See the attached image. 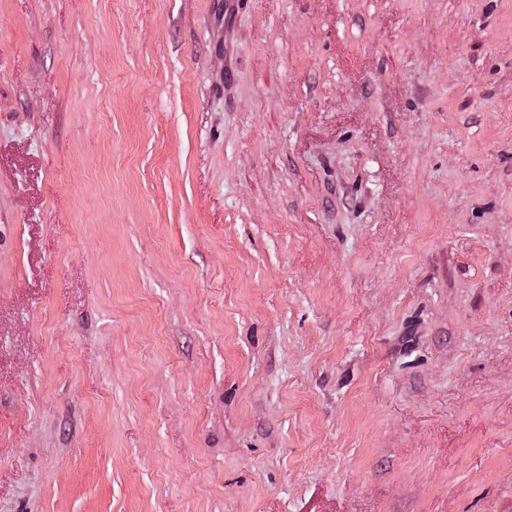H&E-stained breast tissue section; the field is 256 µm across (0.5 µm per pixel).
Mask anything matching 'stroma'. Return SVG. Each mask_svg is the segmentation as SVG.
Returning a JSON list of instances; mask_svg holds the SVG:
<instances>
[{
    "label": "stroma",
    "mask_w": 512,
    "mask_h": 512,
    "mask_svg": "<svg viewBox=\"0 0 512 512\" xmlns=\"http://www.w3.org/2000/svg\"><path fill=\"white\" fill-rule=\"evenodd\" d=\"M0 512H512V0H0Z\"/></svg>",
    "instance_id": "obj_1"
}]
</instances>
